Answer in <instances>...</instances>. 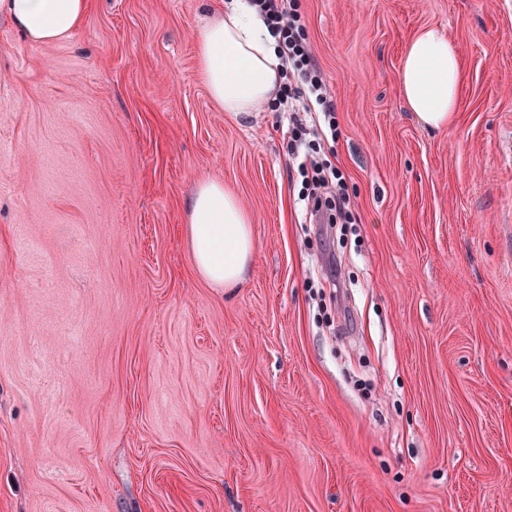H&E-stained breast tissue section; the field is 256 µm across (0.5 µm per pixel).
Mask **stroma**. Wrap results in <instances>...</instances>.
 I'll use <instances>...</instances> for the list:
<instances>
[{
    "label": "stroma",
    "instance_id": "stroma-1",
    "mask_svg": "<svg viewBox=\"0 0 512 512\" xmlns=\"http://www.w3.org/2000/svg\"><path fill=\"white\" fill-rule=\"evenodd\" d=\"M221 2L90 0L52 44L0 20V512H512V0H300L344 243L288 114L211 100ZM425 25L463 62L442 132L399 89ZM202 179L251 218L234 288L193 270Z\"/></svg>",
    "mask_w": 512,
    "mask_h": 512
}]
</instances>
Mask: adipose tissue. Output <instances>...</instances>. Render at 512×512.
<instances>
[{
	"label": "adipose tissue",
	"mask_w": 512,
	"mask_h": 512,
	"mask_svg": "<svg viewBox=\"0 0 512 512\" xmlns=\"http://www.w3.org/2000/svg\"><path fill=\"white\" fill-rule=\"evenodd\" d=\"M89 0H0V18L30 40L49 44L78 28ZM199 74L214 103L238 117L276 99L283 76L278 48L248 0H226L197 38ZM463 78L455 44L437 28H422L407 45L401 95L417 120L436 130L455 121ZM187 236L196 274L217 288L242 281L256 241L248 214L222 181L197 182Z\"/></svg>",
	"instance_id": "obj_1"
}]
</instances>
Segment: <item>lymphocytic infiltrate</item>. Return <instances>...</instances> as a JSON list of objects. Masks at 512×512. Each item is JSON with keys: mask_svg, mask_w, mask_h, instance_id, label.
<instances>
[{"mask_svg": "<svg viewBox=\"0 0 512 512\" xmlns=\"http://www.w3.org/2000/svg\"><path fill=\"white\" fill-rule=\"evenodd\" d=\"M251 4L265 20L280 50L282 70L293 81L282 95L283 104L293 113L322 116L321 122L311 126L295 121L292 130L291 152L301 179L299 197L313 223H349L350 199L342 188V175L318 155L321 141L336 133V113L330 87L314 60L301 22L299 0H251Z\"/></svg>", "mask_w": 512, "mask_h": 512, "instance_id": "f902f5d3", "label": "lymphocytic infiltrate"}]
</instances>
